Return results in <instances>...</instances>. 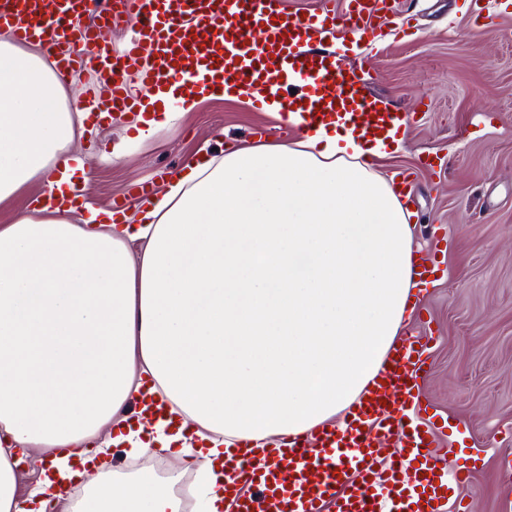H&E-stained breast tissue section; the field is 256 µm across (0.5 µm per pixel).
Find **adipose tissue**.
Returning a JSON list of instances; mask_svg holds the SVG:
<instances>
[{
	"mask_svg": "<svg viewBox=\"0 0 512 512\" xmlns=\"http://www.w3.org/2000/svg\"><path fill=\"white\" fill-rule=\"evenodd\" d=\"M0 86V512H46L77 478L86 495L64 512H181L152 471L110 476L118 449L193 469L202 512H224L225 448L340 423L408 326L409 214L365 160L402 138L304 128L273 104L293 140L192 156L138 220L91 207L76 224L50 199L84 170L86 112L39 44L7 32ZM205 97L143 91L112 161ZM147 395L162 410L148 428L131 418ZM45 448L19 497L16 455Z\"/></svg>",
	"mask_w": 512,
	"mask_h": 512,
	"instance_id": "ef3b65f1",
	"label": "adipose tissue"
}]
</instances>
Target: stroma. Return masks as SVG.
<instances>
[{"label": "stroma", "instance_id": "stroma-1", "mask_svg": "<svg viewBox=\"0 0 512 512\" xmlns=\"http://www.w3.org/2000/svg\"><path fill=\"white\" fill-rule=\"evenodd\" d=\"M416 15L413 36L381 34L360 52L371 58L370 88L387 104L422 110L406 127L404 149L378 160L386 174L412 171L414 246L439 249L446 272L421 289L413 330H432L423 393L460 433H443L451 456L481 449L460 495L469 512H502L512 501V0H486L489 21L471 23V0H399ZM113 114L79 142L86 199L130 209L156 171L180 169L198 148L285 141L272 116L251 104L203 100L195 112L103 165L123 135ZM431 156L430 167L419 164Z\"/></svg>", "mask_w": 512, "mask_h": 512}]
</instances>
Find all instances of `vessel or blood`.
<instances>
[{"instance_id":"vessel-or-blood-1","label":"vessel or blood","mask_w":512,"mask_h":512,"mask_svg":"<svg viewBox=\"0 0 512 512\" xmlns=\"http://www.w3.org/2000/svg\"><path fill=\"white\" fill-rule=\"evenodd\" d=\"M396 12L394 0H345L304 14L286 12L278 0H0V28L21 42L40 41L62 80L98 72L80 93L93 102L96 125L106 113L138 109L125 80L133 69L155 89H245L256 109L277 102L306 124L334 123L377 141L401 113L343 54L392 28ZM116 23L136 27L142 40L95 59L80 53ZM433 341L404 332L343 426L289 436L278 449L238 441L225 457L234 473L224 485L229 512H446L451 502L468 512L459 490L478 460L437 453L439 430L456 424L433 413L420 391Z\"/></svg>"}]
</instances>
